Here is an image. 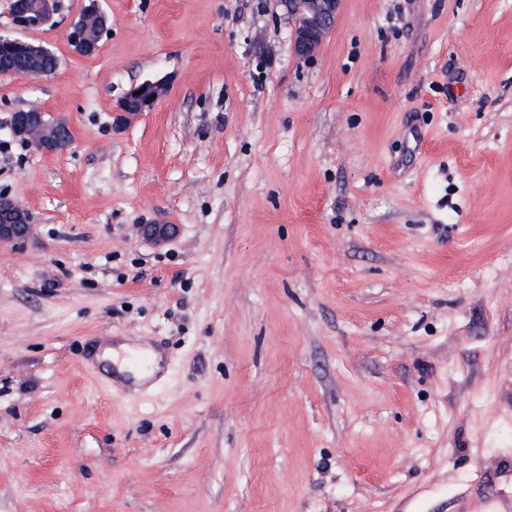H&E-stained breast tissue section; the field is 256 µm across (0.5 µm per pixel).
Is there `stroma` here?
<instances>
[{"label":"stroma","mask_w":512,"mask_h":512,"mask_svg":"<svg viewBox=\"0 0 512 512\" xmlns=\"http://www.w3.org/2000/svg\"><path fill=\"white\" fill-rule=\"evenodd\" d=\"M0 76V512H512V0H100ZM168 91L112 128L132 85ZM37 104L73 143L7 129ZM175 224L147 241L143 224ZM162 349L119 387L91 348ZM84 16L95 17L101 31H106L111 23L110 18L100 9L96 0H90L86 7ZM79 22H75L68 33V39L74 50L82 55H94L99 49V39H92L87 29L83 27V18ZM281 6L294 24L293 50L303 59L313 58L336 24L342 0H283ZM0 42L14 46L10 51L18 55L28 67L23 75L46 77L55 73L57 59L51 50L43 44L9 35H1ZM50 65L52 66L50 67ZM29 211L9 195H0V243L25 241L31 236Z\"/></svg>","instance_id":"1"}]
</instances>
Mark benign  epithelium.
<instances>
[{
	"mask_svg": "<svg viewBox=\"0 0 512 512\" xmlns=\"http://www.w3.org/2000/svg\"><path fill=\"white\" fill-rule=\"evenodd\" d=\"M342 0H281L288 19L294 24L293 50L303 59L314 57L324 38L336 24ZM59 10V0H10V14L16 29L24 32L40 31L54 23ZM74 50L82 55H93L99 49V41L92 39L83 22L74 23L68 33ZM0 42L12 46L27 66L25 75L46 77L55 73L57 59L46 46L9 35H1ZM165 80L144 81L132 87L119 101L112 113V127L122 128L144 112L153 109L166 92ZM9 127L12 135L41 153H63L72 145L69 124L60 119L52 120L37 107L16 110L11 113ZM29 211L14 198L0 195V243L25 241L31 236ZM144 235L160 244L174 233L169 224H147Z\"/></svg>",
	"mask_w": 512,
	"mask_h": 512,
	"instance_id": "benign-epithelium-1",
	"label": "benign epithelium"
}]
</instances>
